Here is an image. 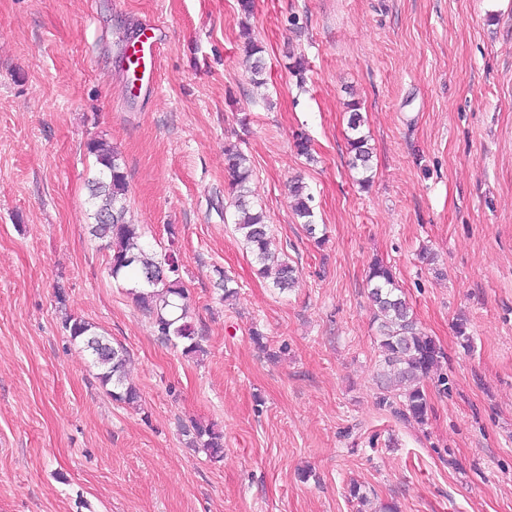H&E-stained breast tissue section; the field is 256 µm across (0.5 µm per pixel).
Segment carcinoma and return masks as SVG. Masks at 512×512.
<instances>
[{"label":"carcinoma","mask_w":512,"mask_h":512,"mask_svg":"<svg viewBox=\"0 0 512 512\" xmlns=\"http://www.w3.org/2000/svg\"><path fill=\"white\" fill-rule=\"evenodd\" d=\"M245 57L252 82L264 84L262 48L250 38L245 45ZM347 125L351 131L348 137L350 167L362 174V181L368 182L372 173V149L368 136L362 131L364 117L355 104L351 105ZM87 152L94 157L96 166L90 181V196L95 208V223L91 225L90 233L108 244L110 274L116 279L133 277L134 287L130 294L153 316L157 335L170 342H181L182 352L186 355L202 352L188 320V296L180 276L175 229L169 228L170 244L165 252L158 254L147 246L143 242L142 225L130 224L125 219L128 182L119 155L102 139L90 140ZM225 159L230 174L227 194L236 209V230L259 265V273L272 278L273 286L283 292L295 283L296 268L271 251L269 226L263 211L247 199L252 169L247 166L244 153L232 145L225 148ZM291 194L295 214L303 220L307 233L316 236L313 196L301 182L293 183ZM366 281L369 298L376 307L383 376L387 380L386 394L380 397V403L422 424L428 414V402L420 383L438 369L444 353L432 337L418 329L391 267L378 261L372 263ZM64 327L71 340L81 342L91 352L94 366L99 370L97 378L103 386H112V397L128 404L135 403L139 398L138 391L125 384L127 350L112 345L96 326L78 316H65ZM195 434L212 459L218 461L223 457L224 435L220 431L210 425L197 424Z\"/></svg>","instance_id":"carcinoma-1"}]
</instances>
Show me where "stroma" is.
<instances>
[{
	"instance_id": "1",
	"label": "stroma",
	"mask_w": 512,
	"mask_h": 512,
	"mask_svg": "<svg viewBox=\"0 0 512 512\" xmlns=\"http://www.w3.org/2000/svg\"><path fill=\"white\" fill-rule=\"evenodd\" d=\"M148 18L159 77L134 94L116 58ZM246 28L264 48L260 88ZM351 102L373 148L366 186L348 166ZM93 138L120 157L127 221L159 251L177 235L204 355L157 336L110 276L90 234ZM229 143L299 268L292 291L258 276L234 229ZM297 179L324 245L293 213ZM377 259L445 353L448 386L423 382L421 424L379 403ZM68 313L126 348L138 404L102 386ZM200 421L223 432V460L191 447ZM387 502L512 512V0H255L248 17L237 0H0V512Z\"/></svg>"
}]
</instances>
